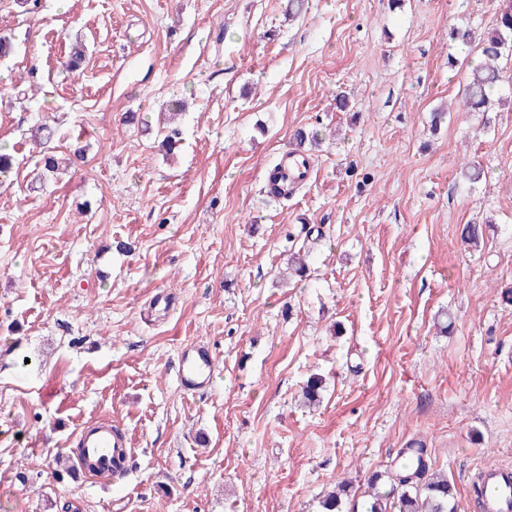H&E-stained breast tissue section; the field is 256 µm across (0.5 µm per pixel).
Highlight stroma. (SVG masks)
Returning a JSON list of instances; mask_svg holds the SVG:
<instances>
[{
  "label": "stroma",
  "instance_id": "obj_1",
  "mask_svg": "<svg viewBox=\"0 0 512 512\" xmlns=\"http://www.w3.org/2000/svg\"><path fill=\"white\" fill-rule=\"evenodd\" d=\"M497 5L0 0V512H318L413 442L478 512L477 469L512 467V58L492 111H463L477 52L449 33H482ZM41 124L58 155L85 150L57 181ZM300 128L322 138L312 174L273 199ZM304 245L308 276L279 280ZM195 340L215 383L190 394ZM313 372L327 391L308 409ZM104 418L129 475L58 474ZM178 380L180 386L189 392L205 391L214 380V351L202 342L191 343L179 361Z\"/></svg>",
  "mask_w": 512,
  "mask_h": 512
}]
</instances>
